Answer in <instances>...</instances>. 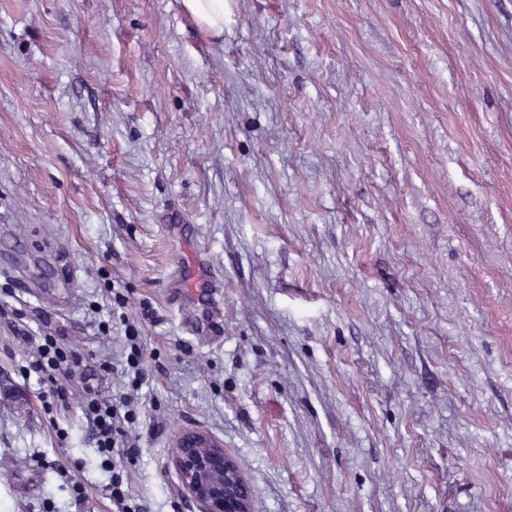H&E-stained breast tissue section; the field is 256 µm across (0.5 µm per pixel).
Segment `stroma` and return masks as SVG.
<instances>
[{
  "instance_id": "stroma-1",
  "label": "stroma",
  "mask_w": 512,
  "mask_h": 512,
  "mask_svg": "<svg viewBox=\"0 0 512 512\" xmlns=\"http://www.w3.org/2000/svg\"><path fill=\"white\" fill-rule=\"evenodd\" d=\"M128 323L148 512L185 429L254 512H512V0H0V512H113L21 369L125 390ZM184 9L209 33H224V0H182ZM213 278V273L200 258H196L182 270V280L190 288H199L204 284H210ZM125 341L127 353L125 357L124 374L133 391H137L144 381V363L146 352L142 344V336L131 326L126 325ZM23 370L24 376L36 374L42 381L49 380L53 385L60 381L72 382L76 377L84 383L94 376L91 366L84 363L74 350L59 346L53 336H42L34 347Z\"/></svg>"
}]
</instances>
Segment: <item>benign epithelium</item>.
Here are the masks:
<instances>
[{"label":"benign epithelium","instance_id":"1","mask_svg":"<svg viewBox=\"0 0 512 512\" xmlns=\"http://www.w3.org/2000/svg\"><path fill=\"white\" fill-rule=\"evenodd\" d=\"M172 448L182 491L197 512H253L249 486L223 443L202 432L183 431Z\"/></svg>","mask_w":512,"mask_h":512}]
</instances>
